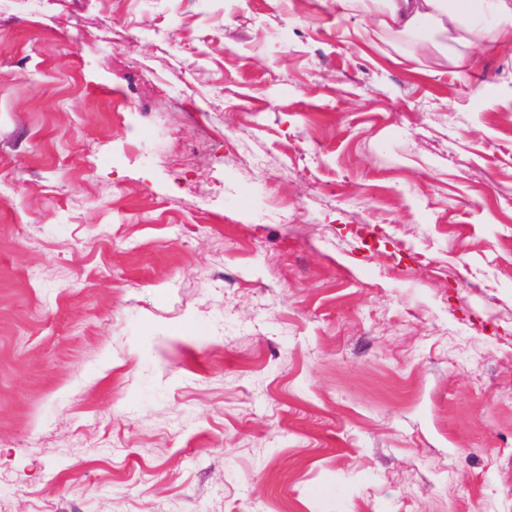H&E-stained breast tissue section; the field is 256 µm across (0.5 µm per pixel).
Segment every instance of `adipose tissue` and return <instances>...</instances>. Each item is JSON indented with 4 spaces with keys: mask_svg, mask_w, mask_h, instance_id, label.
Instances as JSON below:
<instances>
[{
    "mask_svg": "<svg viewBox=\"0 0 512 512\" xmlns=\"http://www.w3.org/2000/svg\"><path fill=\"white\" fill-rule=\"evenodd\" d=\"M342 14L373 16L380 39H414L436 61L452 60L486 39L512 45V0H336Z\"/></svg>",
    "mask_w": 512,
    "mask_h": 512,
    "instance_id": "obj_1",
    "label": "adipose tissue"
}]
</instances>
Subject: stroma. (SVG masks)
Masks as SVG:
<instances>
[{"mask_svg":"<svg viewBox=\"0 0 512 512\" xmlns=\"http://www.w3.org/2000/svg\"><path fill=\"white\" fill-rule=\"evenodd\" d=\"M334 0H0V512H512V48Z\"/></svg>","mask_w":512,"mask_h":512,"instance_id":"stroma-1","label":"stroma"}]
</instances>
